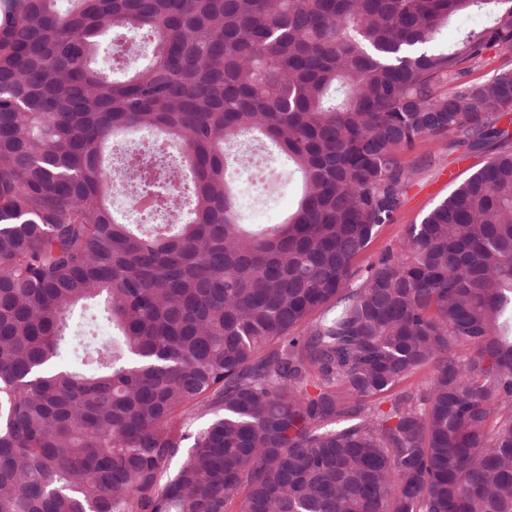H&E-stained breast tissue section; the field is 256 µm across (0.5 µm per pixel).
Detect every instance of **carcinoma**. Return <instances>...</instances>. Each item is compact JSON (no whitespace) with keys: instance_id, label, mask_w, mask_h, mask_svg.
<instances>
[{"instance_id":"cac0c4a2","label":"carcinoma","mask_w":512,"mask_h":512,"mask_svg":"<svg viewBox=\"0 0 512 512\" xmlns=\"http://www.w3.org/2000/svg\"><path fill=\"white\" fill-rule=\"evenodd\" d=\"M107 39L146 62L95 67ZM489 49L512 0H0V512H512V70L464 80ZM251 134L302 177L256 230ZM451 135L491 157L360 266ZM118 189L181 223H124ZM92 300L117 334L54 367Z\"/></svg>"}]
</instances>
